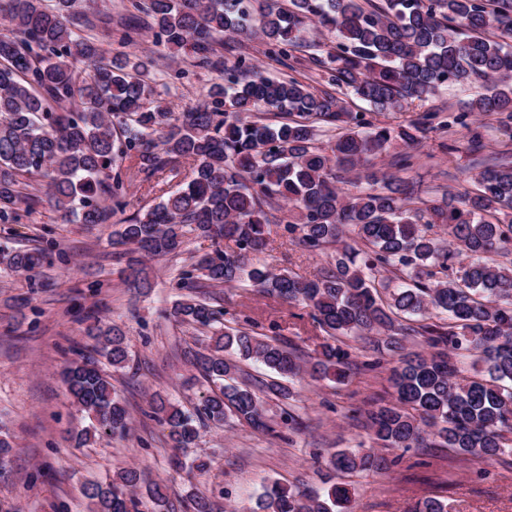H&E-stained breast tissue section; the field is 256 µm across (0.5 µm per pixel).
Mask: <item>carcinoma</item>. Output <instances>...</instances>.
Returning a JSON list of instances; mask_svg holds the SVG:
<instances>
[{
  "instance_id": "carcinoma-1",
  "label": "carcinoma",
  "mask_w": 512,
  "mask_h": 512,
  "mask_svg": "<svg viewBox=\"0 0 512 512\" xmlns=\"http://www.w3.org/2000/svg\"><path fill=\"white\" fill-rule=\"evenodd\" d=\"M77 0H0V224L18 221L23 204L39 201L36 187L63 217L104 224L123 209L134 178L148 181L181 160L189 180L112 233V244L143 257H176L186 234L236 249L202 255L181 273L188 289L171 308L181 324L214 329L211 343L187 353L211 386L196 409L159 399L154 414L175 448L199 437V425L232 420L269 430L261 394L287 399V382L309 376L342 382L349 353L334 341L373 331L386 345L403 349L401 337L425 336L432 352L402 353L388 382L392 400L368 411L367 428L378 447L406 450L431 437L435 446L462 457L507 462L512 455V166L488 164L475 176L476 191L437 204L417 183L381 174L383 185L348 196L340 185L372 156L389 150L399 171L417 163L415 149L433 124L428 109L406 125L390 127L348 109V93L375 112H406L450 84L475 88L469 111L512 119V0H127L132 17L150 19L156 41L190 55L203 68L224 74L197 107L175 114L153 105V60L131 48L142 27L116 29L124 51H104L90 31L95 23L74 10ZM269 53L287 55L309 42L315 28L333 34L327 68L334 91H312L294 77L267 75L240 55L224 60V35L240 36L247 22ZM263 109L269 117L253 118ZM322 127L335 132L326 150L317 144ZM288 203L289 240L317 253L334 249L335 265L313 279L273 273L247 263L272 242V212ZM353 228L361 248L343 240ZM439 227L444 239L432 232ZM47 247L5 257L8 268L37 275ZM210 286L248 284L312 309L326 334L316 356L304 362L289 346L258 331L230 325L225 312L197 295ZM437 320L414 326L431 312ZM447 315L442 320L440 315ZM93 354L67 363L60 376L91 426L72 436L82 447L90 434L122 437L130 416L112 385L113 370L127 367L125 334L92 325ZM470 359L482 376L460 380L459 363ZM264 365L271 380L254 387L240 379L238 361ZM330 465L342 474L386 473L388 459L374 450H336ZM146 484L153 501L175 512L157 483L135 469L103 486L91 484L88 512H139L132 490ZM351 502L333 485L308 495L273 482L264 488L262 512H334ZM410 512H447L435 497Z\"/></svg>"
}]
</instances>
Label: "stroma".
Masks as SVG:
<instances>
[{
    "mask_svg": "<svg viewBox=\"0 0 512 512\" xmlns=\"http://www.w3.org/2000/svg\"><path fill=\"white\" fill-rule=\"evenodd\" d=\"M227 44L272 75L294 76L317 91L327 87L324 69L308 60L309 48L300 49L302 62L292 68L269 55L261 39L231 38ZM137 51L157 59L156 98L167 111L195 107L219 79L189 58L171 56L152 31H143ZM471 96V89L458 84L438 93L434 105L448 107L465 122L428 130L417 147L419 164L404 173L405 179L433 188L434 199L446 190L458 195L472 190L480 163L496 156L512 162V120L470 112ZM475 132L482 143L477 152L468 147ZM450 142L455 150H447ZM158 194L151 183L134 182L124 210L96 226L62 222L44 201L21 208L17 223L0 224V250L28 249L49 239L55 243L35 281L0 265V434L13 445L0 462V512H58L63 505L69 512H86V484L109 482L131 468L167 485L174 505L199 491L215 503V512H258L267 483L321 492L325 482L338 480L329 468L330 454L371 442L363 426L365 412L374 401L390 397L386 378L392 357L387 349L360 341L350 350L353 364L344 383L307 379L294 383V399H268L270 431L210 425L201 429L194 447H172L167 429L151 415V404L159 396L188 410L200 403L208 385L185 386L194 369L182 352L208 341L210 334L176 323L169 312L182 295L176 286L180 271L211 252L213 243L187 234L182 255L149 261L150 287L123 282L111 234L124 219L154 205ZM256 262L276 273L310 278L333 259L303 252L278 226L269 250ZM209 294L228 321L256 322L261 332L306 355H314L324 341L303 306L237 285L215 287ZM96 323L118 327L128 339L130 366L113 373L112 383L131 424L125 438L95 437L77 448L71 436L90 421L71 403L59 371L89 345L86 329ZM175 455L201 457L210 467L203 473H173L169 462ZM346 482L350 512H409L427 497L445 501L448 512H512V465L465 459L445 448L408 449L388 473L353 474Z\"/></svg>",
    "mask_w": 512,
    "mask_h": 512,
    "instance_id": "obj_1",
    "label": "stroma"
}]
</instances>
